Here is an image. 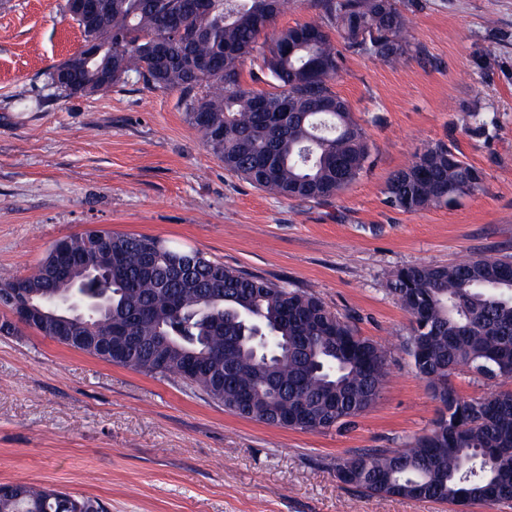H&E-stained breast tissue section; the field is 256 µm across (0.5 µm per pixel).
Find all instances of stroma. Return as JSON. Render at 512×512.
<instances>
[{"label": "stroma", "instance_id": "35a3bbf8", "mask_svg": "<svg viewBox=\"0 0 512 512\" xmlns=\"http://www.w3.org/2000/svg\"><path fill=\"white\" fill-rule=\"evenodd\" d=\"M65 0H0V275L97 228L154 235L318 296L386 352L376 404L352 425L289 430L239 418L179 380L98 360L25 329L0 334V483L95 497L107 512H456L377 497L338 459L408 445L441 405L407 353L395 270L512 257V0H401L412 52L344 51L333 89L366 129L360 177L291 201L225 170L179 92L129 80L66 96L48 73L81 42ZM484 173L448 207L405 213L390 175L437 142Z\"/></svg>", "mask_w": 512, "mask_h": 512}]
</instances>
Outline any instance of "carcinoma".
I'll use <instances>...</instances> for the list:
<instances>
[{
    "mask_svg": "<svg viewBox=\"0 0 512 512\" xmlns=\"http://www.w3.org/2000/svg\"><path fill=\"white\" fill-rule=\"evenodd\" d=\"M319 19L265 31L288 0H104L92 21L66 12L82 44L54 67L65 95L109 89L134 76L177 91L186 119L233 172L289 200L334 197L363 172L370 145L348 103L332 89L344 46L392 65L412 52L399 0H312ZM254 57L278 92L241 79ZM483 173L437 143L388 179L387 203L415 213L482 189ZM103 239L112 240L107 253ZM159 237L89 230L65 238L77 263L53 274L0 276V305L23 283L33 301L101 302L77 333L33 330L61 345L154 377L178 378L241 418L323 431L352 422L378 400L385 353L312 293L277 286ZM388 292L409 315V354L450 415L406 448L375 449L336 461L342 482L376 496L466 506L512 502V391L464 398L451 376L465 368L512 378V260L470 258L393 272ZM271 336L261 349L249 337ZM0 512H106L96 499L32 483L0 484Z\"/></svg>",
    "mask_w": 512,
    "mask_h": 512,
    "instance_id": "cac0c4a2",
    "label": "carcinoma"
}]
</instances>
